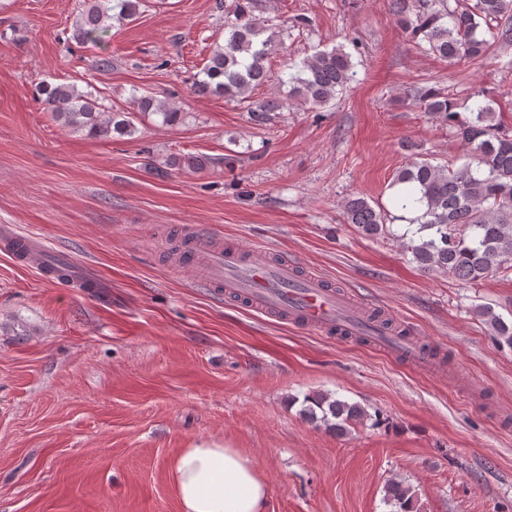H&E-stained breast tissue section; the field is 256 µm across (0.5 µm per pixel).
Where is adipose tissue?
<instances>
[{"mask_svg": "<svg viewBox=\"0 0 512 512\" xmlns=\"http://www.w3.org/2000/svg\"><path fill=\"white\" fill-rule=\"evenodd\" d=\"M171 476L180 512H265L269 485L239 449L195 443L180 449Z\"/></svg>", "mask_w": 512, "mask_h": 512, "instance_id": "1", "label": "adipose tissue"}]
</instances>
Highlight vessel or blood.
Instances as JSON below:
<instances>
[{
  "label": "vessel or blood",
  "mask_w": 512,
  "mask_h": 512,
  "mask_svg": "<svg viewBox=\"0 0 512 512\" xmlns=\"http://www.w3.org/2000/svg\"><path fill=\"white\" fill-rule=\"evenodd\" d=\"M181 251L193 282L242 303L247 310L327 336H362L401 362L431 372L440 369L422 343L387 335L369 319L363 302L336 290L321 274L301 271L295 261L273 260L262 248H223L201 231L185 238Z\"/></svg>",
  "instance_id": "obj_1"
}]
</instances>
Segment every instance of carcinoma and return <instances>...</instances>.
<instances>
[{
  "instance_id": "obj_1",
  "label": "carcinoma",
  "mask_w": 512,
  "mask_h": 512,
  "mask_svg": "<svg viewBox=\"0 0 512 512\" xmlns=\"http://www.w3.org/2000/svg\"><path fill=\"white\" fill-rule=\"evenodd\" d=\"M144 0H84L80 4L73 38L82 44L105 48L114 24H129L140 15ZM256 0H232L224 16V43L212 48L194 79L198 95H222L248 102L251 120L263 125L272 112L292 100L313 112L326 108L355 78L352 54L342 45L320 50L301 62L285 63L288 78L278 75L288 87L286 99L253 100L254 90L270 79L268 61L284 49L282 26L254 18ZM390 9L401 28L427 45V52L457 64L485 57L493 43L487 38L491 23L498 22L497 37L512 42V0H474L448 7L447 0H391ZM35 97L59 124L74 133L112 139L132 138L137 124L157 117L160 125L174 127L186 119L183 108L169 99L133 89L132 107L114 110L90 91L73 83L39 81ZM467 115L450 98L431 90L412 95L424 111L456 129L469 153L457 168L411 161L394 175L390 188L399 189L391 213L367 197L352 195L343 205L346 223L365 237L387 233L396 236L392 222H406L414 232L404 231L405 252L425 272H441L474 284L504 268L512 259V133L501 128V119L483 93ZM479 314L495 336L512 346V321H506L489 306ZM300 414L304 419L345 435L354 425L371 418L361 404L316 393L304 397ZM384 500L399 512H418L412 485L400 477L387 480Z\"/></svg>"
}]
</instances>
